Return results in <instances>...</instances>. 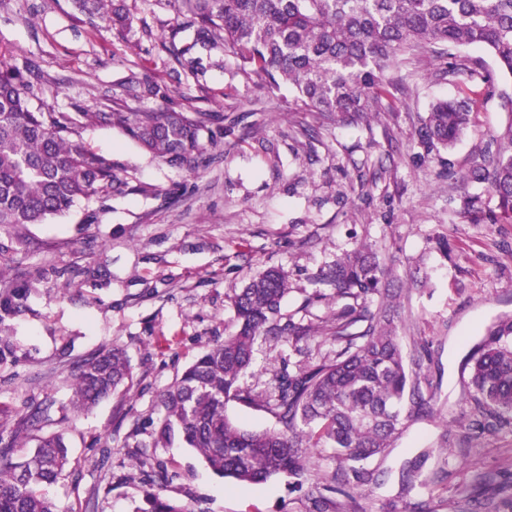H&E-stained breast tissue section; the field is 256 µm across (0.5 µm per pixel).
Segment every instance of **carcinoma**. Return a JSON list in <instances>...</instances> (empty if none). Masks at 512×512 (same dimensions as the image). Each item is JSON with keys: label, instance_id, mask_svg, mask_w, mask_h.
Instances as JSON below:
<instances>
[{"label": "carcinoma", "instance_id": "carcinoma-1", "mask_svg": "<svg viewBox=\"0 0 512 512\" xmlns=\"http://www.w3.org/2000/svg\"><path fill=\"white\" fill-rule=\"evenodd\" d=\"M189 18L192 43L174 60L195 72L200 46L224 42V51L256 85L273 91L286 84L297 100L325 121L367 125L383 101L408 95L409 67L436 62L434 76L464 74L451 50L486 52L512 77V0H171ZM78 9L126 25L130 17L112 0H77ZM34 72L12 64L0 51V226L41 224L68 212L80 199L106 198L129 190L112 159L85 149L72 136L79 123L107 121L159 160L194 173L207 162L201 132L210 112L33 111L26 99ZM474 99H439L430 106L418 136L432 148L455 146L471 122ZM490 165L464 176L483 185L493 201L487 216L512 220V121L491 135ZM320 281L334 289L336 349L313 367L274 374V396L261 400L240 386L254 347L270 339L301 344L314 338L310 326L283 319L288 275L270 267L232 297L235 331L216 342L160 393L164 416L155 445L179 437L196 449L217 475L236 484L261 485L286 475L301 488L308 480L306 449L331 448L336 467L317 481L313 512H340L335 495L350 500V512H365L354 493L392 479L413 487L433 449L424 448L384 474L368 460L384 455L407 424L432 415L425 396L430 352L421 343L405 352L394 318L368 299L388 297V274L376 252L361 247L336 260ZM467 386L474 402L470 426L488 428L512 419V315L496 317L467 358ZM125 351L113 345L82 361L74 374L73 406L84 413L132 383ZM242 400L273 415L277 430L252 431L233 423L225 404ZM17 435L0 425V512H54L43 487L64 476L69 450L60 434L41 436L18 457ZM137 512H188L164 495L167 465Z\"/></svg>", "mask_w": 512, "mask_h": 512}]
</instances>
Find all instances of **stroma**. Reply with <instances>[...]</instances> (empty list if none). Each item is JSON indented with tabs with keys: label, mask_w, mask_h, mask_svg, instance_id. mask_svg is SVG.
<instances>
[{
	"label": "stroma",
	"mask_w": 512,
	"mask_h": 512,
	"mask_svg": "<svg viewBox=\"0 0 512 512\" xmlns=\"http://www.w3.org/2000/svg\"><path fill=\"white\" fill-rule=\"evenodd\" d=\"M120 28L72 0H0V48L35 66L32 109L53 112H210L224 126L202 136L213 163L191 173L162 163L107 123L78 128L76 141L111 158L135 190L79 199L41 224L0 227V276L27 295L0 313V422L26 447L63 434L65 477L44 493L58 512H136L152 463L166 462L165 496L189 512H310L288 478L236 485L192 448L153 444L159 394L197 356L234 329L229 298L249 276L288 273L284 317L325 331L331 300H315L323 270L359 245L377 250L393 292L386 306L405 349L426 344L436 412L409 423L382 470L420 449L434 456L414 487L369 489L365 512H512V423L468 430L465 359L485 326L512 314V223L492 224L465 206L479 186L461 176L488 157L493 132L511 115L512 90L490 56L464 49L483 95L454 149H428L416 135L429 105L458 94L460 80L417 69L405 101L370 124H326L277 90L247 81L223 47L196 49L204 68L178 66L171 48L191 42L167 0H124ZM123 346L133 387L91 412L73 409L72 375L82 360ZM331 343L256 346L242 387L271 394L277 372L318 362Z\"/></svg>",
	"instance_id": "obj_1"
}]
</instances>
